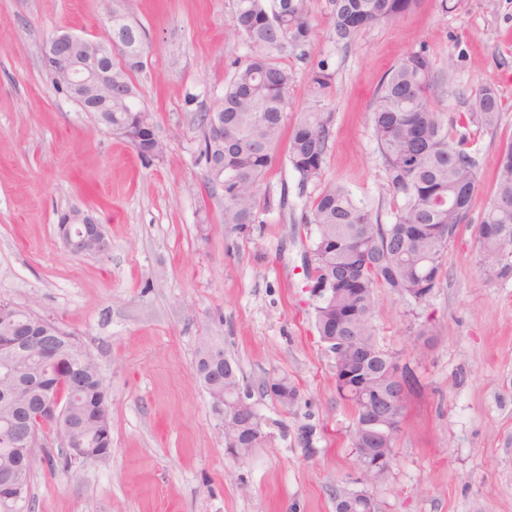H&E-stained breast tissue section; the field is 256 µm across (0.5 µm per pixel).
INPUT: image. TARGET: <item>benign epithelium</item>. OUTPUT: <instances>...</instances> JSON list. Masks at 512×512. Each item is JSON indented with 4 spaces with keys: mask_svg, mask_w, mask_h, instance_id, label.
<instances>
[{
    "mask_svg": "<svg viewBox=\"0 0 512 512\" xmlns=\"http://www.w3.org/2000/svg\"><path fill=\"white\" fill-rule=\"evenodd\" d=\"M122 46L112 36L106 43H91L68 32L53 35L43 48V60L54 73L67 97L80 107L94 106L104 93L109 99L99 121L116 135L138 144L148 141V148L154 154H161L164 142L158 136L152 118L147 112L137 114L130 125L112 127V57L120 54ZM59 238L65 249L74 256L85 255V241L89 236L99 239L98 254L106 255L111 250V239L104 227L88 213L73 208L59 218ZM72 224L82 226L78 236L69 231ZM53 338H44L37 332H26L24 337L0 344V377L12 382L16 387L36 388L38 401L32 415L16 416V424L6 433V437L17 447L18 453L27 457L36 448L48 447L43 439L44 429L52 427L53 443L63 449V455L76 465L84 466L99 461L109 455L110 449L101 447L98 436L76 437L73 433L71 410L59 393L56 374L49 370L37 378H32L17 356L20 343L39 346L45 357L54 354L56 338L66 339L57 325H52ZM204 366L200 379L208 390L212 407L218 419V427L229 446L228 452L241 456L237 442H245L253 447L265 437L262 423L250 403L251 392L239 384L236 392L226 397L225 380L235 374L232 361L224 353L222 344L207 339L201 346ZM336 383L354 393L361 392L365 381L380 374L376 366V355L362 347H357L347 358L334 364ZM373 401L367 403V410L357 422L361 430L360 447L367 459L361 465L358 483L364 485L372 480V473L381 470V465L390 461L391 443L400 431L402 418L398 409L409 384L395 376L390 381L373 389ZM0 494L16 501L23 495V485L18 479L16 468L0 471ZM336 507L343 512H353L363 507L367 512H375L374 499L364 489L352 491L336 497Z\"/></svg>",
    "mask_w": 512,
    "mask_h": 512,
    "instance_id": "obj_1",
    "label": "benign epithelium"
}]
</instances>
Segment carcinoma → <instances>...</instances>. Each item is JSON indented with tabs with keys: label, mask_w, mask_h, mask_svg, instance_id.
Instances as JSON below:
<instances>
[{
	"label": "carcinoma",
	"mask_w": 512,
	"mask_h": 512,
	"mask_svg": "<svg viewBox=\"0 0 512 512\" xmlns=\"http://www.w3.org/2000/svg\"><path fill=\"white\" fill-rule=\"evenodd\" d=\"M235 23L249 49L239 68L214 100V112L224 114V140L202 132L198 158L208 164L224 159V223L252 224L257 188L272 166L284 130L288 89L293 72L280 62L286 54L304 55L313 40L311 0H235ZM418 0H330L331 26L338 43L348 45L378 24H392L413 10ZM112 35L128 52L113 65L114 87L133 92L130 73L142 68L145 37L142 29L112 4ZM444 80L429 51L422 47L401 59L383 78L371 107L372 136L380 150L386 187L394 204L390 224L373 219L365 201L342 181L324 183L312 200L305 222L315 227L309 250L314 265L308 269L310 288L316 293L336 280V315L349 311L357 317L336 325L335 358L350 347L355 336L375 351L392 369L400 356L380 348L373 318L376 291L385 288L416 303L436 288L448 245L459 225L470 215L478 188L476 156L464 147V138L452 134L441 114L430 104L432 90ZM333 74L321 66L311 73L315 103L326 97ZM143 108L131 99L112 98V123ZM502 114L498 87L490 79L472 92L471 112L461 117L487 130L499 126ZM332 138V115L315 107L303 112L288 138V162L301 186L321 178ZM481 259L479 270L488 281L512 275V142L502 151L494 192L477 228ZM30 373L50 367L66 376L76 374L81 387L75 393L60 388L72 400L78 423L93 426L90 408L98 405L97 368L81 360L70 344L59 346L56 361L48 366L29 348ZM57 471L66 467L48 451L40 459L24 462L23 477L37 461Z\"/></svg>",
	"instance_id": "cac0c4a2"
}]
</instances>
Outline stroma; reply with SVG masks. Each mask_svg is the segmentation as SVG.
<instances>
[{
  "label": "stroma",
  "instance_id": "1",
  "mask_svg": "<svg viewBox=\"0 0 512 512\" xmlns=\"http://www.w3.org/2000/svg\"><path fill=\"white\" fill-rule=\"evenodd\" d=\"M314 38L292 70L287 125L313 103L310 73L334 75L324 99L333 133L322 180H343L379 223L393 220L369 112L408 52L427 48L449 68L432 96L445 118L468 112L495 79L497 129L469 127L479 185L443 274L415 305L378 289V345L400 355L414 384L389 472L367 486L378 512H512V277L486 281L476 228L512 142V0H420L393 25L336 43L328 0H313ZM149 51L133 72L138 103L165 144L142 158L92 113L58 93L42 52L56 32L105 39L101 0H0V301L52 319L96 360L112 415V449L72 476L37 463L35 512H336L356 489L352 407L315 327L320 303L305 277L310 201L280 143L258 188L254 223L224 221V192L197 160L200 112L247 60L234 0H126ZM104 224L112 248L74 257L57 236L61 212ZM431 335H420L421 325ZM239 367L267 438L228 454L212 399L196 374L204 337ZM288 377L283 413L265 391ZM311 430L303 446L302 430Z\"/></svg>",
  "mask_w": 512,
  "mask_h": 512
}]
</instances>
